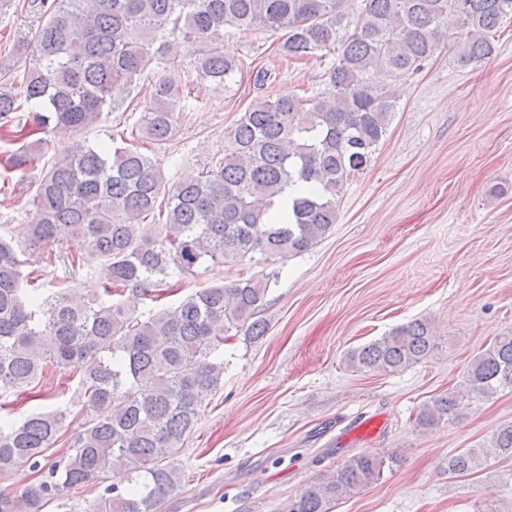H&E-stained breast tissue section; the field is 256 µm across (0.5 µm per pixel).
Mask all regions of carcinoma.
<instances>
[{
	"mask_svg": "<svg viewBox=\"0 0 512 512\" xmlns=\"http://www.w3.org/2000/svg\"><path fill=\"white\" fill-rule=\"evenodd\" d=\"M344 0H52L19 90L0 88V120L27 104L8 140L4 175L36 168L48 131L73 134L101 112L126 111L152 63L173 66L183 42L202 46L200 79L228 88L239 70L224 50V29L283 32L280 53L303 60L325 51L334 87L328 99L293 95L253 101L227 134L224 158L162 191L152 159L127 139L63 150L36 181L35 223L25 249L0 237V471L25 457L38 479L0 490V512H44L61 492L104 481L113 464L125 479L108 485L85 512H158L178 494L172 458L224 381L226 333L258 338L255 319L270 275L193 288L178 303L144 318L129 292L152 302L179 287L174 277L208 264H274L305 252L336 224L344 188L367 165L398 109L397 81L424 69L440 48L460 66L495 52L494 35L512 18V0H361L351 16ZM181 88L155 72L138 126L139 139L165 143L176 130ZM309 190L283 215L270 210L286 187ZM167 201H159L160 193ZM67 246L72 267L95 259L101 292L74 302L64 282L52 288L25 271L27 250L50 263ZM437 348L427 320L399 325L348 355L360 372H397ZM79 377L84 414L72 453L41 464L63 434L66 411L32 412L17 421L8 398L33 390L49 369ZM512 391V333L476 354L466 395L490 399ZM447 393L420 408L429 426L454 412ZM494 457L512 459V423L488 448H463L448 474H474ZM386 457L351 456L288 504V512H332L341 499L377 482Z\"/></svg>",
	"mask_w": 512,
	"mask_h": 512,
	"instance_id": "1",
	"label": "carcinoma"
}]
</instances>
